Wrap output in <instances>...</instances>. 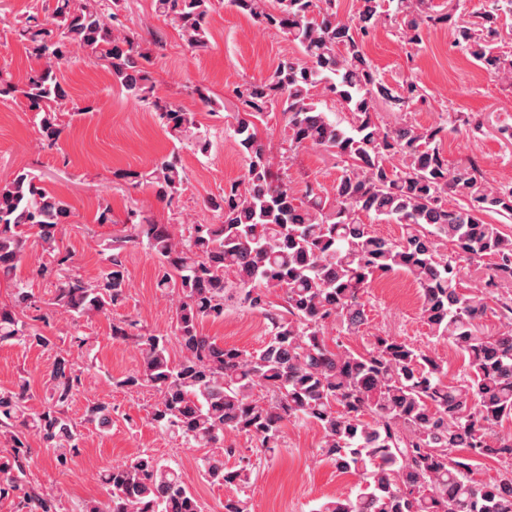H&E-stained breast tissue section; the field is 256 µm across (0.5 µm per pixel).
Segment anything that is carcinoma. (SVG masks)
Here are the masks:
<instances>
[{"instance_id": "1", "label": "carcinoma", "mask_w": 512, "mask_h": 512, "mask_svg": "<svg viewBox=\"0 0 512 512\" xmlns=\"http://www.w3.org/2000/svg\"><path fill=\"white\" fill-rule=\"evenodd\" d=\"M241 13L285 35L300 56L280 59L262 82L235 90L242 112L230 127L245 161L242 177L205 201L219 222L193 223L179 231L130 208L129 233L105 244L106 266L88 282L58 235L70 205L39 184L29 170L0 183V279L11 280L29 242L49 262L33 274L54 288L50 305L26 284L14 285L10 304L0 305V344L55 346L40 326L61 310L72 320L105 314L128 299L124 253L143 244L159 262L156 288L172 295L171 333L143 331L138 321L112 324V337L135 341L138 368L119 381L130 390L152 388L156 428L187 448H205L201 476L212 484L249 483L254 463L224 464L234 449L228 435H245L265 455L281 446L288 423L304 421L322 432L321 455L341 473L359 472L355 494L323 503L318 512H512V470L490 483L471 478L479 459L512 465V433L497 428L512 420V298H499L498 331L481 329L486 295L512 284V236L485 222L492 213L512 219V185L490 186L474 164L452 167L441 144L445 126L387 127L378 106L403 110L423 98L405 80L385 84L365 52V41L391 19L409 44L425 32L451 26L454 47L479 66L512 82V57L500 48L512 0H492L465 19L462 8L436 9L433 0H356L347 19L336 0H231ZM155 12L187 45L208 43L213 0H154ZM126 0H55L52 13L29 14L17 29L29 53L42 61L31 71L23 96L34 112L41 140L52 148L64 126L59 112L69 93L58 77L73 48L104 63L134 100L151 105L179 138L205 154L208 131L195 113L160 104L146 63L165 46L164 35L145 40L122 20ZM351 112L342 127L325 111L326 99ZM286 119L288 151L322 148L345 167L332 192L308 184L302 194L288 174L275 170L257 122L274 110ZM160 201L172 202L188 176L178 151L148 174ZM366 218L401 226L397 240L376 235ZM452 246L444 258L439 245ZM490 259L479 284L464 287L460 263ZM403 272L421 292V315L430 335L446 340L467 360L461 383L445 382L444 358L397 336L374 338L357 352L329 345V326L357 333L367 322L366 288L385 274ZM260 311L268 337L248 352L225 347L201 333L206 319L224 318L226 303ZM179 355L171 357L170 345ZM85 371L71 353H56L42 409L31 413L28 383L0 389V499L17 501L18 512H61L49 493L27 479L28 436L52 451L65 467L79 453V424L69 403L84 387ZM84 422L112 427V406L93 401ZM108 504L81 502L73 512H204L181 471L143 451L105 470Z\"/></svg>"}]
</instances>
